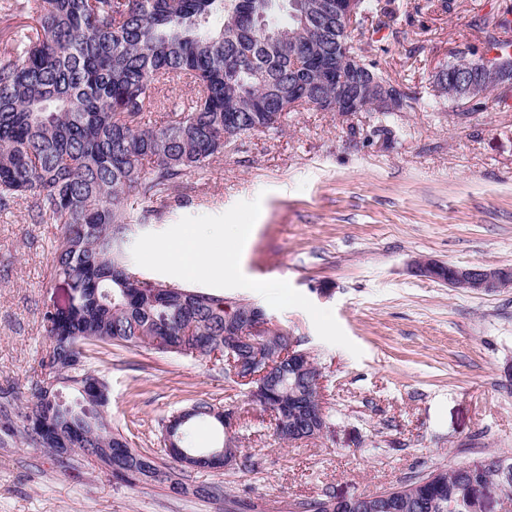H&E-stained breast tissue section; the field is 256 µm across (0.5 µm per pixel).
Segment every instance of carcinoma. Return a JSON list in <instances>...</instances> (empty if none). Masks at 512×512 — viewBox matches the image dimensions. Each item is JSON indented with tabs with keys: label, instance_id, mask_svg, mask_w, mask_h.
<instances>
[{
	"label": "carcinoma",
	"instance_id": "1",
	"mask_svg": "<svg viewBox=\"0 0 512 512\" xmlns=\"http://www.w3.org/2000/svg\"><path fill=\"white\" fill-rule=\"evenodd\" d=\"M297 0H40L26 22L15 0L0 35V212L17 199L30 202L36 223L62 226L53 275L70 279L77 299L67 310H45L50 347L45 377L19 392L0 427L20 433L60 461L90 456L131 486L165 485L172 473L150 452L119 447L105 409L108 383L91 369L86 345L98 342L160 354L207 359L228 356L224 296L159 280L131 260L138 235L125 200L163 199L183 176L203 168L231 142L276 130L292 108L288 97L334 112L336 72L312 86L309 70L336 67L352 46L353 30L334 17L307 18L323 30L310 61L288 34L300 29ZM380 0H360V20L379 16ZM196 86L185 108L163 124L143 121L159 90L174 80ZM381 115L377 133L397 112ZM318 371L283 365L264 410L288 440V425L303 414L299 402L316 396ZM187 421L175 435L187 453L207 457L224 448H194ZM498 485L512 498V458L490 456L405 482L407 512H476L477 489Z\"/></svg>",
	"mask_w": 512,
	"mask_h": 512
}]
</instances>
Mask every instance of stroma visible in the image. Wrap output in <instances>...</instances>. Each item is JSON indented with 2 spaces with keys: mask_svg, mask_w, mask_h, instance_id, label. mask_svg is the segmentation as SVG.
I'll list each match as a JSON object with an SVG mask.
<instances>
[{
  "mask_svg": "<svg viewBox=\"0 0 512 512\" xmlns=\"http://www.w3.org/2000/svg\"><path fill=\"white\" fill-rule=\"evenodd\" d=\"M407 0L397 40L363 24L353 45L399 83L413 108L397 135L373 134L372 112L301 107L279 131L228 146L185 176L159 207L127 200L146 225L138 268L176 280L156 246L197 224H248L236 270L195 288L263 307L323 372L330 432L285 443L246 387L220 366L143 349L87 348L110 387L107 416L133 447L163 448V424L194 402L234 409L236 444L254 469L192 471L190 494L130 487L96 461L62 467L22 436L0 432V512H224L248 497L257 512L327 495L351 498L397 485L437 465L512 457V288L453 291L413 275L418 255L458 265L512 266V96L466 115L428 107L435 72L457 49L483 53L475 18L512 0ZM57 224H36L26 200L0 214V404L41 379L50 343L42 314L65 306L51 273ZM207 487L211 496L196 495Z\"/></svg>",
  "mask_w": 512,
  "mask_h": 512,
  "instance_id": "1",
  "label": "stroma"
}]
</instances>
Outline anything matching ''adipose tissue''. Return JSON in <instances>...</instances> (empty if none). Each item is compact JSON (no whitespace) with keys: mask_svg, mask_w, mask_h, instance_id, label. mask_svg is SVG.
Listing matches in <instances>:
<instances>
[{"mask_svg":"<svg viewBox=\"0 0 512 512\" xmlns=\"http://www.w3.org/2000/svg\"><path fill=\"white\" fill-rule=\"evenodd\" d=\"M250 228L241 224L228 227L224 232L229 244L224 249H213L210 237L204 230L187 232L181 238L163 243L158 257L163 263L174 266L186 279L202 275L221 277L233 271L237 258V247L248 237Z\"/></svg>","mask_w":512,"mask_h":512,"instance_id":"ef3b65f1","label":"adipose tissue"}]
</instances>
